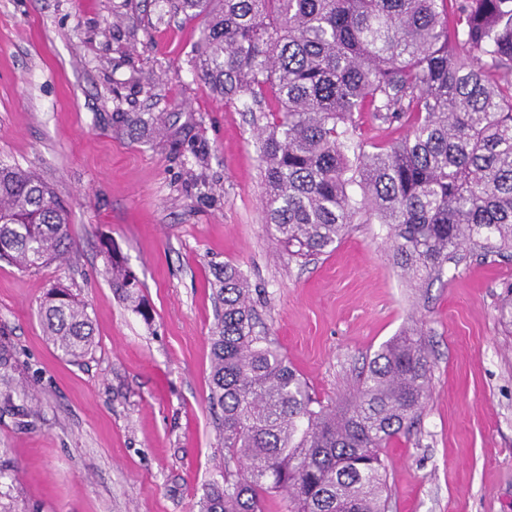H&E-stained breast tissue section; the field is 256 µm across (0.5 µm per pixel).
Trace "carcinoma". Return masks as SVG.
<instances>
[{
	"instance_id": "carcinoma-1",
	"label": "carcinoma",
	"mask_w": 512,
	"mask_h": 512,
	"mask_svg": "<svg viewBox=\"0 0 512 512\" xmlns=\"http://www.w3.org/2000/svg\"><path fill=\"white\" fill-rule=\"evenodd\" d=\"M205 13L195 47L202 77L225 101L246 100L274 239L318 256L352 224L387 227L392 260L422 283L460 251H512V0H179ZM369 112L408 132L369 152L356 139ZM133 130L151 113H116ZM68 211L31 172L0 164V258L27 271L63 263ZM115 293L149 316L135 274L114 254ZM221 304L211 336L210 404L221 410L223 481L200 512H387L383 449L418 420L431 366L417 330L374 353L347 405L325 404L257 330L242 269L216 271ZM43 334L73 363L94 348L72 291L52 285ZM0 348V411L25 424V395Z\"/></svg>"
}]
</instances>
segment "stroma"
<instances>
[{
	"label": "stroma",
	"instance_id": "1",
	"mask_svg": "<svg viewBox=\"0 0 512 512\" xmlns=\"http://www.w3.org/2000/svg\"><path fill=\"white\" fill-rule=\"evenodd\" d=\"M203 17L177 0H0V162L37 174L69 212L67 263L0 258V343L33 415L0 416L6 512H200L224 450L209 403L215 268L250 277L259 328L321 401L345 404L381 344L418 328L431 362L419 420L386 450L389 512H512V258L465 250L439 278L404 280L387 230L356 224L310 260L276 245L261 207L244 102L205 84ZM149 112L179 142L133 133ZM142 283V318L105 253ZM60 281L85 303L80 363L42 333Z\"/></svg>",
	"mask_w": 512,
	"mask_h": 512
}]
</instances>
